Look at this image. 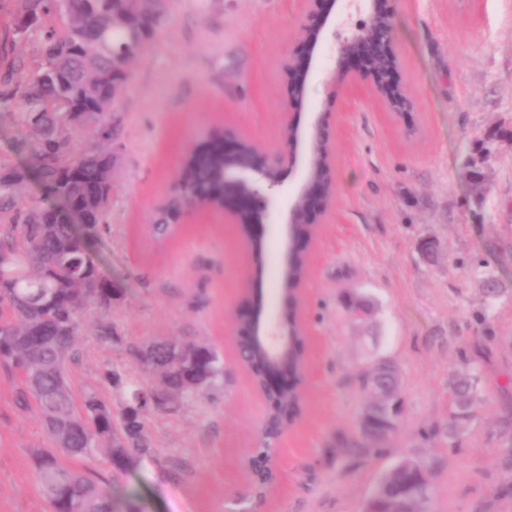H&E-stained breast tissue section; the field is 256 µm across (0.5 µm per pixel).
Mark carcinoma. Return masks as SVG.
<instances>
[{"label": "carcinoma", "instance_id": "cac0c4a2", "mask_svg": "<svg viewBox=\"0 0 512 512\" xmlns=\"http://www.w3.org/2000/svg\"><path fill=\"white\" fill-rule=\"evenodd\" d=\"M17 19L31 18V27L14 29L13 38L29 31L39 34L40 59L18 63L0 89V106L16 103L23 134L16 151L26 159L50 199L62 209L76 201L86 206L88 230L77 231L59 221L45 224L42 207L19 200L25 182L14 168L0 167V213L8 224L0 229V277L10 284L0 289V366L21 375L17 402L34 408L52 441L34 455L36 479L48 512H120L107 478L88 468L68 465L89 460L101 441L109 443L113 470L125 473L152 453L145 418L161 408L167 395L138 383L125 406L112 404L92 391L76 405L67 378L74 336L95 308L112 300L100 287L104 278L96 250L100 225L112 196V165L105 151L118 135L112 122L114 84L129 79L118 62L123 54L134 61L144 43L154 38L169 9V0H14ZM71 161H62L64 152ZM224 171L216 159L198 171L201 184ZM206 394L222 376L214 351L201 365ZM363 388L374 384L396 390L398 365L386 359L361 376ZM478 376L460 374L451 386L449 411L453 428L465 421L478 399ZM276 420L294 416L299 399L290 390L278 398ZM401 397L387 406L365 409L360 425L381 430L399 427ZM434 461L409 459V464L385 473L381 505L405 512H432L436 483Z\"/></svg>", "mask_w": 512, "mask_h": 512}]
</instances>
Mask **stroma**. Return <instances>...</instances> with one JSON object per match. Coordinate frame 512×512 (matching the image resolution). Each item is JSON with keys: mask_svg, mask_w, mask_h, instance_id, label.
Here are the masks:
<instances>
[{"mask_svg": "<svg viewBox=\"0 0 512 512\" xmlns=\"http://www.w3.org/2000/svg\"><path fill=\"white\" fill-rule=\"evenodd\" d=\"M414 97L393 119L369 89L334 95L328 61H312L295 119L321 118L336 153V199L314 241L306 284L314 375L302 410L277 445L280 481L253 496L243 459L265 406L237 363L233 332L282 314V250L268 237L254 263L238 225L197 209L164 240L149 231L189 149L231 130L278 144L290 94L281 60L297 47L303 0H172L156 37L119 92L112 198L99 245L122 290L89 316L68 373L75 399L95 390L121 406L105 369L142 373L130 344H203L224 362L215 386L152 412L156 444L125 474L107 449L95 470L138 512H363L381 475L404 457L435 459L433 512H512V148L482 149L512 128V0H385ZM501 294H486V278ZM117 335L104 341L101 321ZM401 372L396 433L351 454L378 357ZM476 369L478 399L449 437L448 387ZM20 379L0 369V512H47L34 454L50 440Z\"/></svg>", "mask_w": 512, "mask_h": 512, "instance_id": "1", "label": "stroma"}]
</instances>
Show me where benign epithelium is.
I'll return each instance as SVG.
<instances>
[{
  "mask_svg": "<svg viewBox=\"0 0 512 512\" xmlns=\"http://www.w3.org/2000/svg\"><path fill=\"white\" fill-rule=\"evenodd\" d=\"M305 13L296 31L297 40L306 49V61L312 60L323 40L322 30L327 16L321 0H305ZM366 19L350 28L347 34L337 35L334 45L332 74L333 90L348 94L358 88L359 77L371 78V89L382 100L384 107L399 119L414 107L413 98L399 79L404 57L398 48L392 15L380 7V0H364ZM282 65L289 76L290 95L303 97L308 65H298L295 55H286ZM281 140L285 147H265L250 138L224 135L207 144L218 148L224 157V174L219 181V191L204 192L186 197L180 189L187 186L182 174H177L170 194L159 211H168V223L177 224L181 218L196 208L224 212V220L239 224L247 248L254 252L265 241L268 232L279 231L282 239L281 273L288 276V268L296 255L302 256L305 271H310L313 254L302 249L297 240L302 225H311L308 238L315 240L321 216L327 203L336 196L333 172V151L329 134L315 122L303 131L283 112ZM291 165L299 167L300 176L290 187L284 186L282 171ZM303 339L304 364L296 379L301 391L312 377L308 358V333L302 320L296 326L285 319L262 321L250 319L235 328L234 342L260 338L266 353L279 359L288 351L291 337ZM205 350L185 353L170 349L169 357L181 373V387L194 392L201 386L197 364ZM288 387L282 381L275 383V376L263 377V385L254 386L257 394L269 407L277 403L279 392Z\"/></svg>",
  "mask_w": 512,
  "mask_h": 512,
  "instance_id": "7a95c632",
  "label": "benign epithelium"
}]
</instances>
